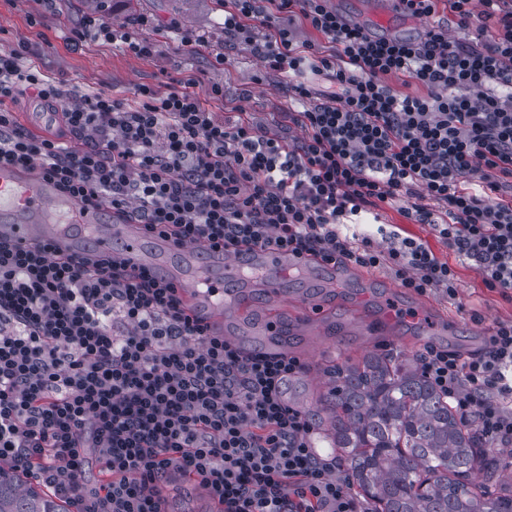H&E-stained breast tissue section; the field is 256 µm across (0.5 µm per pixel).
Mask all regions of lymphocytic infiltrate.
I'll return each instance as SVG.
<instances>
[{"instance_id": "lymphocytic-infiltrate-1", "label": "lymphocytic infiltrate", "mask_w": 512, "mask_h": 512, "mask_svg": "<svg viewBox=\"0 0 512 512\" xmlns=\"http://www.w3.org/2000/svg\"><path fill=\"white\" fill-rule=\"evenodd\" d=\"M429 20L424 40L372 34L330 0H234L224 34L265 68L326 76L334 89L288 115L293 139L247 113L217 119L188 74L129 104L74 95L28 46L0 50V164L37 170L81 206L148 233L244 254L283 249L331 264L395 269L418 294L456 292V272L424 243L343 235L344 220L390 208L430 226L486 286L512 289V0H448L459 29L432 25L437 0H403ZM324 44L297 45L276 16ZM268 30L264 41L255 26ZM401 75L428 96L383 81ZM33 92L62 115L65 145L38 139L11 110ZM431 384L491 443L512 446V322L461 360L431 347ZM294 357L247 353L182 308L175 290L121 253L54 257L0 241V461L74 512H165L158 488L182 475L224 512H358L336 462L310 444L308 414L280 386ZM106 478L84 482L89 460Z\"/></svg>"}]
</instances>
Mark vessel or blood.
I'll return each instance as SVG.
<instances>
[{"mask_svg":"<svg viewBox=\"0 0 512 512\" xmlns=\"http://www.w3.org/2000/svg\"><path fill=\"white\" fill-rule=\"evenodd\" d=\"M0 238L24 250L49 244L67 255L120 252L130 266L162 275L209 334L229 340L237 326L256 332L268 355L287 354L289 335H308L322 324L316 312L290 327L278 316L283 281L295 271L312 273L309 260L278 250L243 257L202 243L149 238L141 225L102 220L98 210L80 208L38 172L7 164L0 166Z\"/></svg>","mask_w":512,"mask_h":512,"instance_id":"vessel-or-blood-1","label":"vessel or blood"}]
</instances>
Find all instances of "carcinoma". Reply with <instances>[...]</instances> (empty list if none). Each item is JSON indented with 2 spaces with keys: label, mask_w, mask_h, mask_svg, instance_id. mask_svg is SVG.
I'll list each match as a JSON object with an SVG mask.
<instances>
[{
  "label": "carcinoma",
  "mask_w": 512,
  "mask_h": 512,
  "mask_svg": "<svg viewBox=\"0 0 512 512\" xmlns=\"http://www.w3.org/2000/svg\"><path fill=\"white\" fill-rule=\"evenodd\" d=\"M328 373L320 426L369 512H512L489 442L413 360L372 352ZM0 512H70V503L0 465Z\"/></svg>",
  "instance_id": "1"
}]
</instances>
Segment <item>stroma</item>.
I'll return each instance as SVG.
<instances>
[{
    "label": "stroma",
    "mask_w": 512,
    "mask_h": 512,
    "mask_svg": "<svg viewBox=\"0 0 512 512\" xmlns=\"http://www.w3.org/2000/svg\"><path fill=\"white\" fill-rule=\"evenodd\" d=\"M231 0H130L116 8L92 9L82 0H0V46L11 48L32 44L40 63L79 93L102 91L135 102L136 89L145 84L159 92L169 90L171 79L192 73L200 77V93L212 84L224 87L223 97L211 100L217 118L233 121L237 112H248L253 121L280 131L284 113L299 110L289 89L287 74L264 68L244 44L224 41V14ZM96 16L127 26L132 37L157 41V52L139 57L121 43H91L74 46L71 32L82 29L85 19ZM148 18L138 26L137 18ZM193 30L206 38L209 49L187 53L179 41L167 37L171 24ZM229 59L226 68L213 65V53ZM422 240L442 259L453 265L457 275L455 297L432 291L423 295L402 288L388 269L368 270L346 262L335 279L291 278L282 288L288 305L283 323H292L309 306H317L327 326L326 334L297 336L296 355L305 364L307 396L325 392L330 379L327 366L345 359H359L376 349H394L409 357H420L431 346L470 357L484 351L497 324L512 321V290L486 287L471 265L459 263L429 226L414 224L392 209L379 215L364 214L345 226V234L380 241L383 233ZM167 507L174 512H203L211 501L205 490L180 477L162 485Z\"/></svg>",
    "instance_id": "obj_1"
}]
</instances>
